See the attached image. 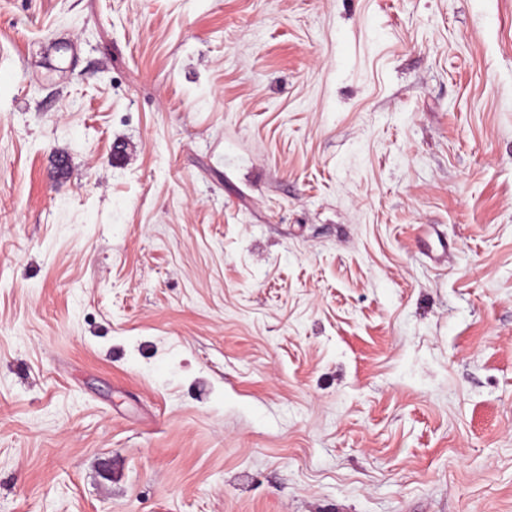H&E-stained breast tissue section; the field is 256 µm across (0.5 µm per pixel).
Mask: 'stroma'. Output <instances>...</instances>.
<instances>
[{"label": "stroma", "mask_w": 512, "mask_h": 512, "mask_svg": "<svg viewBox=\"0 0 512 512\" xmlns=\"http://www.w3.org/2000/svg\"><path fill=\"white\" fill-rule=\"evenodd\" d=\"M0 512H512V0H0Z\"/></svg>", "instance_id": "obj_1"}]
</instances>
